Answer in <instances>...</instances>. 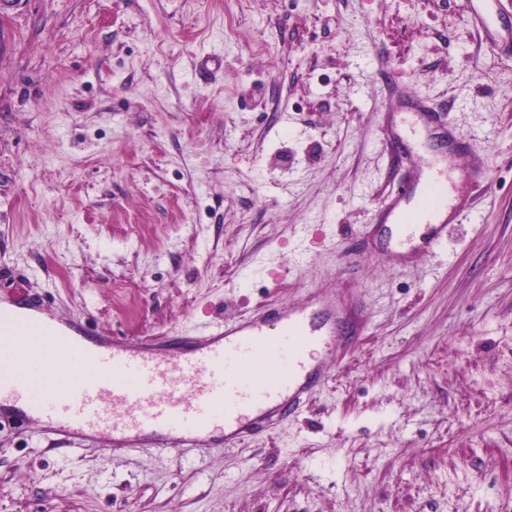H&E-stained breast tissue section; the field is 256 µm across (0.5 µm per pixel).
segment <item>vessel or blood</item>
I'll return each mask as SVG.
<instances>
[{
	"label": "vessel or blood",
	"mask_w": 512,
	"mask_h": 512,
	"mask_svg": "<svg viewBox=\"0 0 512 512\" xmlns=\"http://www.w3.org/2000/svg\"><path fill=\"white\" fill-rule=\"evenodd\" d=\"M476 170L472 163L447 178L405 181L383 199L378 231L398 258L428 259L444 246L463 214L448 183L472 180ZM349 313L344 300L312 292L301 307L268 305L185 341L137 346L0 314V396L23 399L27 413L58 435L107 431L126 445L178 428L188 446L215 435L234 446L301 410L325 378L336 322ZM284 340L287 371L266 377L258 391L227 376L229 356L256 365Z\"/></svg>",
	"instance_id": "vessel-or-blood-1"
}]
</instances>
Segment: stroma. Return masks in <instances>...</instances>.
Segmentation results:
<instances>
[{
    "label": "stroma",
    "mask_w": 512,
    "mask_h": 512,
    "mask_svg": "<svg viewBox=\"0 0 512 512\" xmlns=\"http://www.w3.org/2000/svg\"><path fill=\"white\" fill-rule=\"evenodd\" d=\"M25 0L0 15V305L136 345L342 294L327 380L224 446L0 412V512H512V0ZM430 99L485 166L427 262L372 256Z\"/></svg>",
    "instance_id": "obj_1"
}]
</instances>
